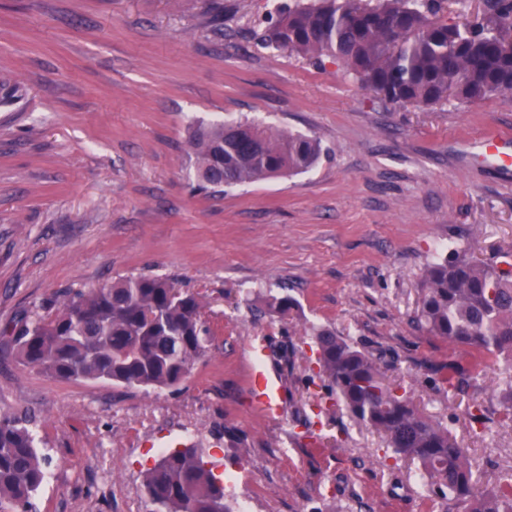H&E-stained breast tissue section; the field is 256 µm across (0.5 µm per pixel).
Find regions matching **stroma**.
<instances>
[{"mask_svg": "<svg viewBox=\"0 0 512 512\" xmlns=\"http://www.w3.org/2000/svg\"><path fill=\"white\" fill-rule=\"evenodd\" d=\"M293 0H0V330L66 288L148 273L204 295L205 353L172 388L63 380L0 351V416L30 415L48 462L38 512H149L145 469L199 443L242 512H441L415 463L340 407L319 441L297 411L327 398L311 327L387 352L385 374L467 448L479 485L512 474L493 356L412 322L422 270L456 242L512 247V171L469 159L512 134V97L387 103L328 62L265 45ZM253 120L316 138L309 171L193 191L199 124ZM287 294L294 307L268 306ZM286 384L255 409L250 346ZM469 364L466 392L449 360ZM487 408L477 434L471 400ZM471 372L468 366L459 360H450L448 362V376L444 381L448 387L463 392L470 386Z\"/></svg>", "mask_w": 512, "mask_h": 512, "instance_id": "1", "label": "stroma"}]
</instances>
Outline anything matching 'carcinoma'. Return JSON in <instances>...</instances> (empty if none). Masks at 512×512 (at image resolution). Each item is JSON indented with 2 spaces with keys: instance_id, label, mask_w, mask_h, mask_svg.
<instances>
[{
  "instance_id": "carcinoma-1",
  "label": "carcinoma",
  "mask_w": 512,
  "mask_h": 512,
  "mask_svg": "<svg viewBox=\"0 0 512 512\" xmlns=\"http://www.w3.org/2000/svg\"><path fill=\"white\" fill-rule=\"evenodd\" d=\"M441 0H308L272 26L269 43L317 64L339 63L361 87L398 105L477 103L512 94V0L448 24ZM198 185L215 189L303 173L320 144L255 122L199 125L190 135ZM203 296L148 274L69 289L45 315H21L3 345L20 363L61 379L171 388L191 372L207 342ZM433 336L503 358L512 369V252L476 261L458 246L424 269L415 312ZM319 376L347 412L382 434L398 460L419 465L444 512H512V478L479 487L467 449L423 415L407 391L386 382L380 359L329 328L313 335ZM448 387L471 372L448 361ZM25 416H0V512H34L45 457ZM150 512H234L224 481L195 446L167 451L144 475Z\"/></svg>"
}]
</instances>
